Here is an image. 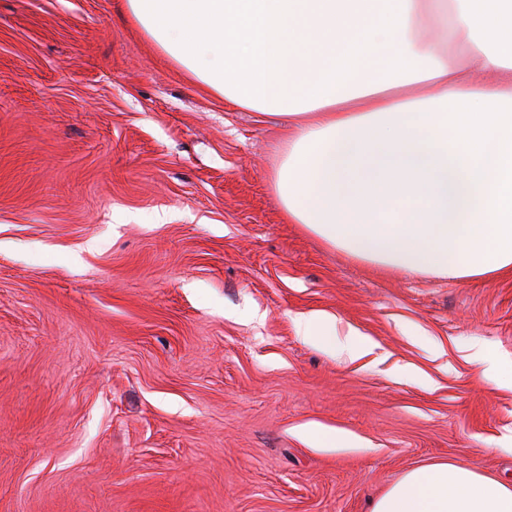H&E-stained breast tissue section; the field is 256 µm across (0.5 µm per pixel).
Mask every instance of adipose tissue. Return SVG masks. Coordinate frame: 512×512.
<instances>
[{
    "mask_svg": "<svg viewBox=\"0 0 512 512\" xmlns=\"http://www.w3.org/2000/svg\"><path fill=\"white\" fill-rule=\"evenodd\" d=\"M124 5L196 81L288 125L274 188L289 223L414 274L512 270V0ZM422 86L431 97L413 96ZM299 326L334 355L374 349L337 341L326 315ZM372 512H512V487L441 462L408 472Z\"/></svg>",
    "mask_w": 512,
    "mask_h": 512,
    "instance_id": "ef3b65f1",
    "label": "adipose tissue"
}]
</instances>
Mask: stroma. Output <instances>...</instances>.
Here are the masks:
<instances>
[{
  "label": "stroma",
  "instance_id": "obj_1",
  "mask_svg": "<svg viewBox=\"0 0 512 512\" xmlns=\"http://www.w3.org/2000/svg\"><path fill=\"white\" fill-rule=\"evenodd\" d=\"M286 137L123 0H0V512H370L448 461L512 486V387L468 359L512 364V272L414 275L288 223ZM317 312L373 353L310 343ZM303 435L314 442L321 445H330L336 448H355L357 446L356 440L347 435L338 433L333 435L317 427H306L302 431Z\"/></svg>",
  "mask_w": 512,
  "mask_h": 512
}]
</instances>
